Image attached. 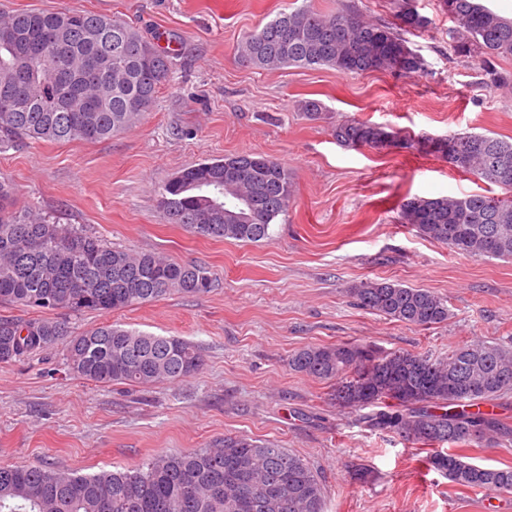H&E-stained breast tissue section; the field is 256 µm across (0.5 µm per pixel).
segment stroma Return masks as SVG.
<instances>
[{
	"mask_svg": "<svg viewBox=\"0 0 512 512\" xmlns=\"http://www.w3.org/2000/svg\"><path fill=\"white\" fill-rule=\"evenodd\" d=\"M296 0H0V11L89 10L116 15L169 51L155 104L132 129L99 142L0 148V181L15 206L112 246L208 267L210 292H177L108 314L69 316L74 332L116 324L197 345L194 375L151 387L95 384L71 374L63 347L0 362V465L54 464L81 474L141 466L227 434L267 440L306 460L325 487L324 512H512V494L453 486L426 470L427 449L367 429L339 411L328 384L292 371L310 344L444 355L481 338L512 346V260L451 251L399 219L413 196L493 192L439 155L413 147L344 148L337 121L359 119L412 137L479 132L512 137L510 81L450 46L442 0H416L430 24L406 33L423 72L339 73L322 66L265 71L243 64L241 37ZM321 101L325 119L298 104ZM241 152L286 162L294 196L270 239L198 237L169 223L163 185L204 160ZM389 280L447 299V322L423 329L355 306L350 288Z\"/></svg>",
	"mask_w": 512,
	"mask_h": 512,
	"instance_id": "1",
	"label": "stroma"
}]
</instances>
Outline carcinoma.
Segmentation results:
<instances>
[{"label":"carcinoma","instance_id":"1","mask_svg":"<svg viewBox=\"0 0 512 512\" xmlns=\"http://www.w3.org/2000/svg\"><path fill=\"white\" fill-rule=\"evenodd\" d=\"M454 52L478 62L491 84L507 82L495 68L512 57V19L479 0H443ZM399 26L373 23L355 9L327 13L302 5L245 34L238 58L263 70L327 66L338 73H418L424 59L403 32L430 24L414 0H395ZM67 31L61 65L65 81L37 65L25 79L13 74L17 44L12 28L33 25ZM108 57L98 82L85 80L88 64ZM168 56L130 22L92 11L28 10L0 14V88H17L12 111L0 110V145L103 141L136 125L153 107L169 76ZM310 121L325 117L316 99L299 103ZM347 148L413 146L388 127L343 120L333 128ZM452 145L427 148L453 168L488 185L512 188V140L453 132ZM245 176L224 179V164ZM293 183L287 165L272 156L237 153L180 171L159 192L172 224L210 239L258 242L288 213ZM402 222L425 238L472 256L512 259V197L414 196L400 206ZM201 265L173 262L151 252L112 247L72 224H55L14 207L12 188L0 182V303L53 311L111 313L172 292H209ZM359 307L388 319L430 327L448 321L447 301L428 289L366 280L349 290ZM62 344L70 371L95 383L148 385L200 370V351L176 336H156L105 324L74 334L63 320L0 316V362ZM291 370L333 387L336 405L366 426L426 446L428 467L467 489L512 494V466L468 461V448L512 441V424L480 409L512 395V352L499 343L466 342L446 356L396 350L379 353L343 342L312 344L288 356ZM448 445V452L438 450ZM324 485L300 456L273 443L226 434L204 448L160 454L132 470L80 475L49 465H0V512H323Z\"/></svg>","mask_w":512,"mask_h":512}]
</instances>
